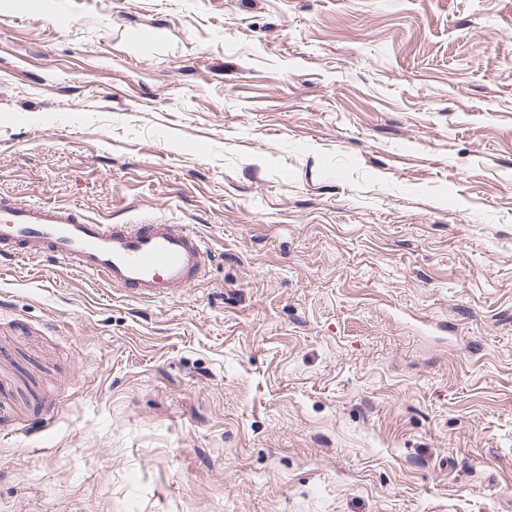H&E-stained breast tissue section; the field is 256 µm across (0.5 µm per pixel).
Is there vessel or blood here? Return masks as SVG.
I'll list each match as a JSON object with an SVG mask.
<instances>
[{"label":"vessel or blood","instance_id":"vessel-or-blood-1","mask_svg":"<svg viewBox=\"0 0 512 512\" xmlns=\"http://www.w3.org/2000/svg\"><path fill=\"white\" fill-rule=\"evenodd\" d=\"M0 254L50 255L129 297L160 299L195 284L208 251L184 224H99L72 206L24 203L0 193Z\"/></svg>","mask_w":512,"mask_h":512}]
</instances>
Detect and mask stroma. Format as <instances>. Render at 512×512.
I'll return each instance as SVG.
<instances>
[{
  "label": "stroma",
  "instance_id": "35a3bbf8",
  "mask_svg": "<svg viewBox=\"0 0 512 512\" xmlns=\"http://www.w3.org/2000/svg\"><path fill=\"white\" fill-rule=\"evenodd\" d=\"M20 3L0 193L209 256L0 257V512H512V0Z\"/></svg>",
  "mask_w": 512,
  "mask_h": 512
}]
</instances>
